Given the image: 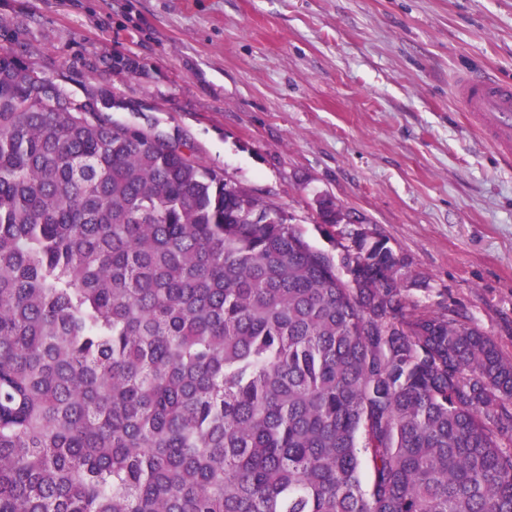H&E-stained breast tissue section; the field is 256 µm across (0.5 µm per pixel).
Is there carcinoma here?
I'll return each instance as SVG.
<instances>
[{"label":"carcinoma","mask_w":512,"mask_h":512,"mask_svg":"<svg viewBox=\"0 0 512 512\" xmlns=\"http://www.w3.org/2000/svg\"><path fill=\"white\" fill-rule=\"evenodd\" d=\"M0 24V512H512V359L404 261L250 224L224 177L52 112Z\"/></svg>","instance_id":"cac0c4a2"}]
</instances>
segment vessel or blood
Wrapping results in <instances>:
<instances>
[{
	"label": "vessel or blood",
	"instance_id": "vessel-or-blood-1",
	"mask_svg": "<svg viewBox=\"0 0 512 512\" xmlns=\"http://www.w3.org/2000/svg\"><path fill=\"white\" fill-rule=\"evenodd\" d=\"M457 97L470 123L502 155L512 154V83L461 77Z\"/></svg>",
	"mask_w": 512,
	"mask_h": 512
}]
</instances>
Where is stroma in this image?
I'll use <instances>...</instances> for the list:
<instances>
[{
  "mask_svg": "<svg viewBox=\"0 0 512 512\" xmlns=\"http://www.w3.org/2000/svg\"><path fill=\"white\" fill-rule=\"evenodd\" d=\"M1 21L68 92L147 101L114 120L178 133L333 254L330 198L403 258L420 309L466 313L512 357V158L455 94L512 81V0H0Z\"/></svg>",
  "mask_w": 512,
  "mask_h": 512,
  "instance_id": "1",
  "label": "stroma"
}]
</instances>
